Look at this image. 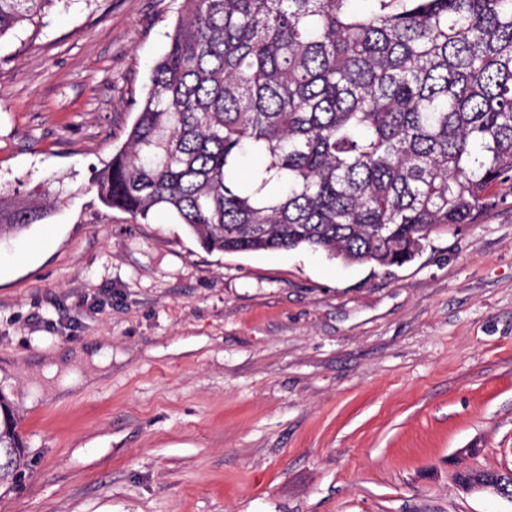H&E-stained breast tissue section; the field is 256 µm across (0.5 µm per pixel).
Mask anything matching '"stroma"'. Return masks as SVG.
Instances as JSON below:
<instances>
[{
	"instance_id": "1",
	"label": "stroma",
	"mask_w": 512,
	"mask_h": 512,
	"mask_svg": "<svg viewBox=\"0 0 512 512\" xmlns=\"http://www.w3.org/2000/svg\"><path fill=\"white\" fill-rule=\"evenodd\" d=\"M183 0H52L0 38V395L28 466L0 512H512V189L402 265L222 254L101 204ZM111 351L90 386L36 368ZM46 214L47 208L25 206L11 207L5 197H2L0 191V235L2 230L20 232L36 221L42 220ZM2 223H5V225Z\"/></svg>"
}]
</instances>
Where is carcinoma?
I'll return each instance as SVG.
<instances>
[{
  "label": "carcinoma",
  "instance_id": "carcinoma-1",
  "mask_svg": "<svg viewBox=\"0 0 512 512\" xmlns=\"http://www.w3.org/2000/svg\"><path fill=\"white\" fill-rule=\"evenodd\" d=\"M51 0H0V38ZM512 181V0H184L98 200L208 251L401 265ZM0 196V231L43 219ZM24 458L0 396V483Z\"/></svg>",
  "mask_w": 512,
  "mask_h": 512
}]
</instances>
